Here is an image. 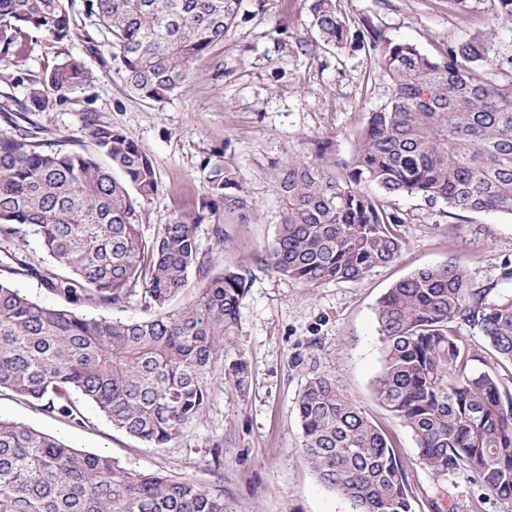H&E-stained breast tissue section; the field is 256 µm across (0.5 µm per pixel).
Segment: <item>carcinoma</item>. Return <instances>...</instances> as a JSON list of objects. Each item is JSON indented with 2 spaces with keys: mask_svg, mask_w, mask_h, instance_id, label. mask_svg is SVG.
I'll use <instances>...</instances> for the list:
<instances>
[{
  "mask_svg": "<svg viewBox=\"0 0 512 512\" xmlns=\"http://www.w3.org/2000/svg\"><path fill=\"white\" fill-rule=\"evenodd\" d=\"M68 0H0V59L22 57L32 34L72 39ZM110 34L131 92L159 102L181 89L194 63L224 42L243 0H88ZM313 26L326 44L348 39L376 55L392 85L369 113L347 176L320 160H294L278 192L286 201L271 270L306 286L355 281L395 262L399 224L384 199L407 195L459 212L512 216V57L487 73L482 39L430 58L409 43H385L369 21L355 33L333 0H312ZM83 58L64 57L30 81L15 112H44L92 84ZM94 151L45 150L35 134L0 136V241L35 236L53 265L25 271L62 295L46 306L0 280V391L40 403L80 425L74 396L121 430L164 448L210 402L216 369L239 391L248 363L231 356L247 275L200 255L197 229L257 218L236 169L215 164L195 210L142 230L143 202L157 191L153 163L126 132L90 120ZM104 156L111 167L101 165ZM118 170L117 179L112 171ZM206 281L182 310L170 302L192 272ZM476 288L459 265L419 270L378 302L382 367L377 400L417 443L434 474L468 473L497 499L512 501V388L474 360L457 326L478 331L512 364V295ZM139 297L149 318L88 317L74 306L124 308ZM301 449L325 487L352 512H412L404 465L390 436L336 384L318 373L298 394ZM0 512H225L224 491L158 472L129 471L25 424L0 420Z\"/></svg>",
  "mask_w": 512,
  "mask_h": 512,
  "instance_id": "1",
  "label": "carcinoma"
}]
</instances>
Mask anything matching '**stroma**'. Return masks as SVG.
I'll list each match as a JSON object with an SVG mask.
<instances>
[{
	"instance_id": "1",
	"label": "stroma",
	"mask_w": 512,
	"mask_h": 512,
	"mask_svg": "<svg viewBox=\"0 0 512 512\" xmlns=\"http://www.w3.org/2000/svg\"><path fill=\"white\" fill-rule=\"evenodd\" d=\"M350 28L372 23L394 43L417 46L428 56L481 37L491 60L512 56V19L498 0H336ZM74 38L58 44L38 38L20 59L0 60V108L25 99L29 82L68 54L82 57L98 79L47 111L30 112L19 127L40 130L47 148H90L89 118L123 129L149 154L158 180L144 204L143 230L197 206L207 192L209 163L235 168L258 208L250 224H228L224 242L200 224V250L215 269L241 268L248 277L240 306L235 352L250 369V386L239 391L214 373L207 409L164 448H149L113 428L97 408L79 401L82 425L44 413L39 403L0 392V418L60 436L77 450L110 456L121 466L222 487L226 512H350L346 499L322 486L300 449L295 401L312 373L336 380L390 435L405 466L415 512H512L469 475L432 474L416 461V441L373 392L381 365L375 310L395 282L451 261L465 267L474 285H496L512 266V217L462 213L411 196L389 198L398 212L405 248L390 265L357 281L316 288L269 269L284 211L276 183L289 161L313 159L319 142L345 172L369 112L391 88L373 53L324 44L312 24L308 0H243L238 21L222 44L197 61L185 86L162 102L143 101L126 87L120 64L102 61L108 36L89 17L86 0H69ZM50 266L35 237L15 248L0 242V279L30 300L62 304L24 264ZM224 442L215 457L213 440Z\"/></svg>"
}]
</instances>
